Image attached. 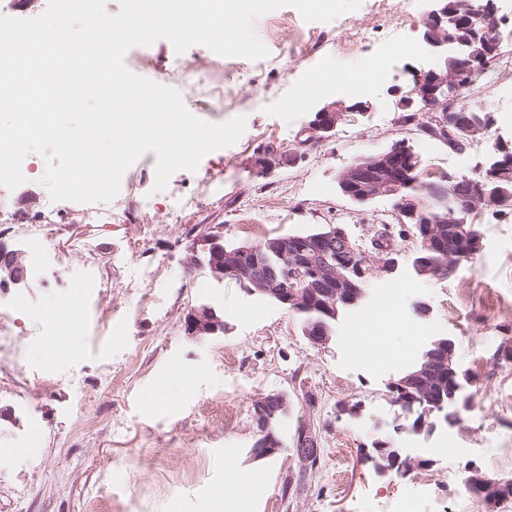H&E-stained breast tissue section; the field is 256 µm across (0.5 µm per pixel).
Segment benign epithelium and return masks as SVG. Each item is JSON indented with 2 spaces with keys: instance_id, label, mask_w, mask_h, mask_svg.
I'll list each match as a JSON object with an SVG mask.
<instances>
[{
  "instance_id": "benign-epithelium-1",
  "label": "benign epithelium",
  "mask_w": 512,
  "mask_h": 512,
  "mask_svg": "<svg viewBox=\"0 0 512 512\" xmlns=\"http://www.w3.org/2000/svg\"><path fill=\"white\" fill-rule=\"evenodd\" d=\"M422 40L430 57L426 66L408 64L404 73L409 76L411 86L399 100V106L407 110L414 104L421 109L436 113L433 123L438 126L436 137L451 140L453 149L465 150L474 140L489 129V117L474 119L460 113L455 107L462 90L495 58V41L486 38H449V29L458 23L462 13L474 10L472 0H431ZM363 103L346 104L343 101L326 105L317 111L316 119L309 127V139L318 141L332 136L337 126L355 112H365ZM512 150L502 146L480 171L487 181L479 182L466 198L464 207L453 208L444 214L423 210L415 196L403 190L410 185L411 174L416 170L415 154L402 143L374 156L361 158L346 166L338 175L341 193L357 204H365L376 197H393L395 209L400 215L418 223L425 242L437 244L441 238V224H465L476 214L491 209L498 215H507L512 210V191L498 182H512ZM294 154H271L265 152L258 161L260 173L295 163ZM278 256L277 268L269 267L262 259L263 250ZM187 263L191 267H204L218 281L235 280L249 295L281 302L291 309L315 305L323 318L309 322L303 327L306 339L315 347L326 346L331 337L330 320H336L339 306H355L366 297L361 281L369 272L367 256L359 253L347 234L329 224L309 238L293 236L273 239L265 246L241 245L229 251L224 238L219 234L200 236L190 249ZM458 265L438 266L433 260L424 258L413 264L419 276L442 280L454 275ZM27 269L22 252L0 251V285L20 287L26 284ZM224 317L206 304L192 309L184 319L187 335L201 340L224 333ZM433 349L424 353V363L405 377L387 383L394 405L406 415H418L414 430L418 433L434 430L435 419L443 416L446 403H457L465 385L467 374L460 370L456 359L453 339L444 337L432 343ZM448 375L447 396L431 393L430 379L435 368ZM421 409H416V406ZM289 399L285 393L269 394L256 402L255 420L267 433L262 449L256 456H271L281 448V442L271 426L278 415L288 413ZM293 453L299 468L305 471L318 457L317 440L310 429L297 432L293 441ZM470 486L480 495L494 497L502 487L491 482L479 470H471Z\"/></svg>"
}]
</instances>
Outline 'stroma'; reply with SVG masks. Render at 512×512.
Instances as JSON below:
<instances>
[{
	"label": "stroma",
	"mask_w": 512,
	"mask_h": 512,
	"mask_svg": "<svg viewBox=\"0 0 512 512\" xmlns=\"http://www.w3.org/2000/svg\"><path fill=\"white\" fill-rule=\"evenodd\" d=\"M398 0H362L354 11L329 22H309L284 6L253 22L266 58L215 57L195 45L176 53L165 39L151 46L153 64L142 77L181 88L166 76L172 58L189 67L218 58L224 76V109L182 90L187 109L213 124L242 116L244 133L231 146L207 154L196 170H180L164 191L154 192L156 155L148 152L128 169L136 186L121 184L110 207L125 211L121 224H48L54 248L43 257L45 273L18 287L24 306L10 311L0 294V512H230L245 501L248 512H392L398 497H418V512H483L457 488L470 469L490 477H512L487 449L496 441L512 448V362L496 361L499 346L512 343V317L487 318L484 304H462L458 289L476 288L490 298L512 299V216L486 211L476 218L483 251L461 263L445 280H422L412 269L418 243L401 234L402 223L388 197L360 205L338 188L340 171L379 154L399 140L420 160V178L441 174L476 177L497 142H512V80L497 78V62L478 77L467 104L488 114V132L466 151L424 135L419 112L402 125L399 89L408 87L406 64L422 65L421 43L427 0L397 16ZM390 55L381 79L361 87L351 79L364 63ZM342 70L345 79L333 78ZM363 102L367 112L339 124L332 139L307 144L317 111L334 101ZM293 153L295 164L260 174L255 160L266 149ZM184 204L180 221L171 209ZM324 224L344 225L370 250L386 229L398 266L373 265L366 298L340 313L327 348L311 346L298 315L251 296L231 279L214 280L189 267L194 240L221 227L228 244H255ZM150 279H143L144 270ZM408 284L404 307L427 304L425 339L374 336L368 350L351 337L363 310L379 305L386 288ZM79 304L82 319L70 324L67 307ZM207 304L223 315L226 333L196 340L184 317ZM70 325L66 336L46 334L43 314ZM449 337L457 361L469 370L467 387L479 414L461 410L451 425L414 433L411 420L391 403L386 384L420 358L428 340ZM57 352L46 364V349ZM480 359L473 368L472 359ZM56 384L44 388L42 379ZM287 393L290 406L279 425V453L257 458L254 403ZM36 446H29L31 423ZM317 437L320 458L299 477L292 440L300 427ZM461 452L434 457L427 449L444 433ZM416 441V465L407 474L380 470L366 460L377 442L407 448ZM255 471L247 488H235L228 464Z\"/></svg>",
	"instance_id": "stroma-1"
}]
</instances>
